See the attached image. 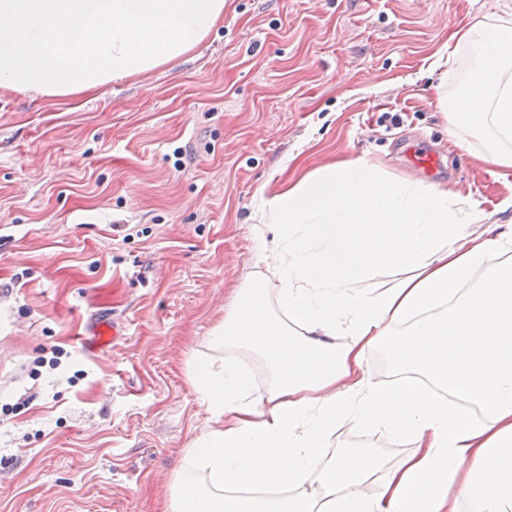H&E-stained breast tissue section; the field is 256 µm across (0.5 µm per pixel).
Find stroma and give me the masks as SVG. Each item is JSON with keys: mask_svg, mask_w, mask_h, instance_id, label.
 <instances>
[{"mask_svg": "<svg viewBox=\"0 0 512 512\" xmlns=\"http://www.w3.org/2000/svg\"><path fill=\"white\" fill-rule=\"evenodd\" d=\"M512 21V0H228L180 57L87 94L0 86V512H162L204 484L188 454L216 425L194 376L240 288L263 279L262 201L358 159L476 199L512 222V167L450 131L452 32ZM453 155L428 177L404 145ZM119 336L74 341L92 314ZM412 450L351 424L330 451Z\"/></svg>", "mask_w": 512, "mask_h": 512, "instance_id": "35a3bbf8", "label": "stroma"}]
</instances>
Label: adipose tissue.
<instances>
[{
	"mask_svg": "<svg viewBox=\"0 0 512 512\" xmlns=\"http://www.w3.org/2000/svg\"><path fill=\"white\" fill-rule=\"evenodd\" d=\"M477 42L453 127L485 132L512 167V24L456 33ZM275 303L250 284L211 338L265 366L255 389L225 360L195 379L218 428L192 455L206 486L182 483L167 512H512V228L478 230L471 198L387 180L366 162L327 166L268 204ZM392 272L385 288L373 282ZM387 346L392 382L365 360ZM409 441L387 466L366 448L330 453L336 425ZM377 480L378 491L363 487Z\"/></svg>",
	"mask_w": 512,
	"mask_h": 512,
	"instance_id": "obj_1",
	"label": "adipose tissue"
}]
</instances>
